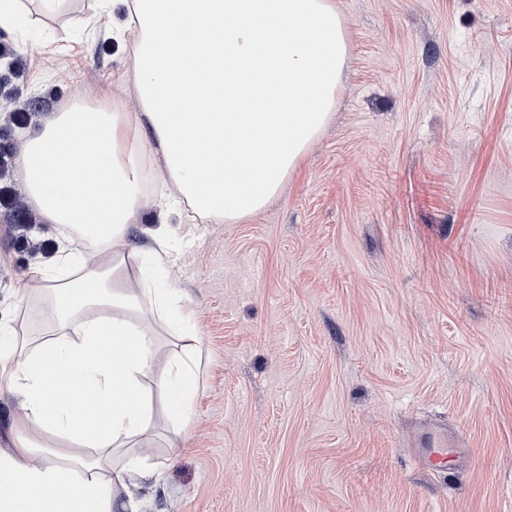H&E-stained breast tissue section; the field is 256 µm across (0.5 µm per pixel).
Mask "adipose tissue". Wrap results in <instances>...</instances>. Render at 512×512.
I'll return each instance as SVG.
<instances>
[{
    "label": "adipose tissue",
    "instance_id": "adipose-tissue-1",
    "mask_svg": "<svg viewBox=\"0 0 512 512\" xmlns=\"http://www.w3.org/2000/svg\"><path fill=\"white\" fill-rule=\"evenodd\" d=\"M125 2L142 111L73 105L28 131L17 153L58 250L30 269L22 303L52 312L45 329L0 322V382L14 396L0 512H136L129 450L148 445L155 405L188 422L201 367L163 255L126 276L144 166L162 156L174 187L166 207L217 224L251 217L326 125L345 65L332 0Z\"/></svg>",
    "mask_w": 512,
    "mask_h": 512
}]
</instances>
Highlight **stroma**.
<instances>
[{
    "label": "stroma",
    "instance_id": "1",
    "mask_svg": "<svg viewBox=\"0 0 512 512\" xmlns=\"http://www.w3.org/2000/svg\"><path fill=\"white\" fill-rule=\"evenodd\" d=\"M336 108L280 195L237 224L152 205L132 250L165 252L205 370L186 427L157 414L139 512H512V0H335ZM122 0L0 28L10 117L141 111ZM23 54V71L10 54ZM0 208V319L54 253L21 181ZM167 224L166 240L148 227ZM464 468L426 476L417 428Z\"/></svg>",
    "mask_w": 512,
    "mask_h": 512
}]
</instances>
